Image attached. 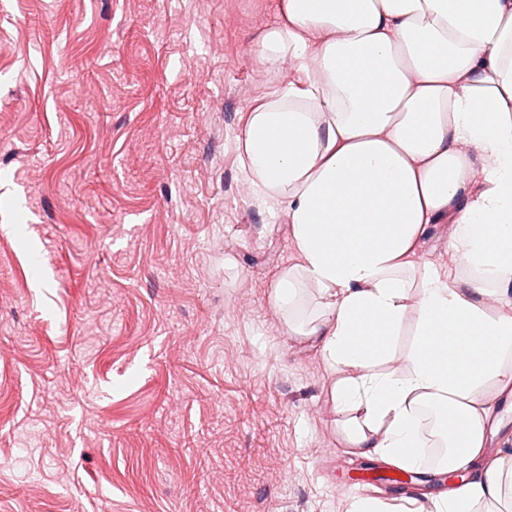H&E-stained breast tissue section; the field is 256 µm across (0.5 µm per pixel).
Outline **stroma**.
<instances>
[{
    "mask_svg": "<svg viewBox=\"0 0 512 512\" xmlns=\"http://www.w3.org/2000/svg\"><path fill=\"white\" fill-rule=\"evenodd\" d=\"M279 0H0V512H404L341 448L339 377L237 138L294 76ZM449 223L419 255L458 273Z\"/></svg>",
    "mask_w": 512,
    "mask_h": 512,
    "instance_id": "obj_1",
    "label": "stroma"
}]
</instances>
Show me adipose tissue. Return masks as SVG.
I'll use <instances>...</instances> for the list:
<instances>
[{"label":"adipose tissue","instance_id":"1","mask_svg":"<svg viewBox=\"0 0 512 512\" xmlns=\"http://www.w3.org/2000/svg\"><path fill=\"white\" fill-rule=\"evenodd\" d=\"M256 46L295 70L237 138L254 193L289 224L295 262L270 300L282 313L315 288L298 333L344 372L332 397L349 447L414 467L415 407L433 404L445 467L484 464L438 512L512 500V460L482 458L484 393L512 387V313L483 304L489 285L512 288V0H280ZM444 220L467 275L418 258ZM410 312L407 370L382 373Z\"/></svg>","mask_w":512,"mask_h":512}]
</instances>
